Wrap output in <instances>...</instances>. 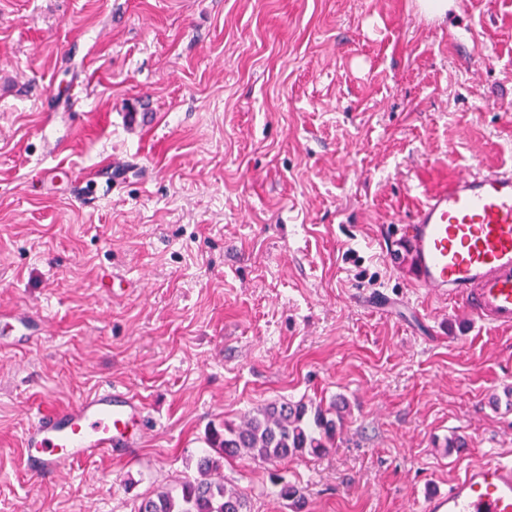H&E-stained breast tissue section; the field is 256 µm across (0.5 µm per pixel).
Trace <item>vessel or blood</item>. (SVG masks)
I'll return each mask as SVG.
<instances>
[{
	"label": "vessel or blood",
	"mask_w": 512,
	"mask_h": 512,
	"mask_svg": "<svg viewBox=\"0 0 512 512\" xmlns=\"http://www.w3.org/2000/svg\"><path fill=\"white\" fill-rule=\"evenodd\" d=\"M417 290L462 303L481 322L512 326V171L455 176L398 227ZM147 405L105 385L65 408L40 410L23 440L24 467L55 476L80 461L135 447ZM419 512H512V460L469 466Z\"/></svg>",
	"instance_id": "obj_1"
}]
</instances>
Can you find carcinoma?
<instances>
[{
	"mask_svg": "<svg viewBox=\"0 0 512 512\" xmlns=\"http://www.w3.org/2000/svg\"><path fill=\"white\" fill-rule=\"evenodd\" d=\"M342 423L336 407L325 409L302 400L271 402L239 424L226 421L224 430L211 432L214 453L199 456L197 476L159 490L141 502L138 512H248V497L224 479L225 460L248 456L273 465L305 455L321 457L336 447ZM272 481L278 486L277 495L300 512L304 500L300 489L277 474Z\"/></svg>",
	"mask_w": 512,
	"mask_h": 512,
	"instance_id": "cac0c4a2",
	"label": "carcinoma"
}]
</instances>
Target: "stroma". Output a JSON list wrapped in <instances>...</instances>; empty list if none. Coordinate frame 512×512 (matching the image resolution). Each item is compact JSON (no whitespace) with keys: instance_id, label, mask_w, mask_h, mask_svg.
Segmentation results:
<instances>
[{"instance_id":"stroma-1","label":"stroma","mask_w":512,"mask_h":512,"mask_svg":"<svg viewBox=\"0 0 512 512\" xmlns=\"http://www.w3.org/2000/svg\"><path fill=\"white\" fill-rule=\"evenodd\" d=\"M483 169L512 170V0H0V512H137L277 399L347 407L279 467L303 512H417L512 460V327L377 250ZM103 384L148 405L139 446L27 473L29 421ZM268 472L224 463L291 512Z\"/></svg>"}]
</instances>
